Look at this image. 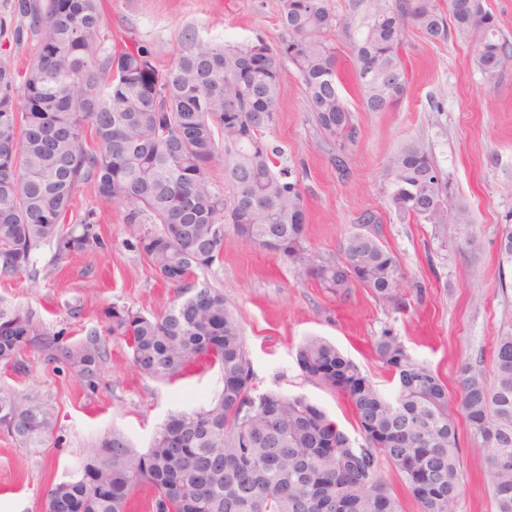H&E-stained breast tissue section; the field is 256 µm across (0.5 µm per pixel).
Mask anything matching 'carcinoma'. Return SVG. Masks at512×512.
<instances>
[{
  "mask_svg": "<svg viewBox=\"0 0 512 512\" xmlns=\"http://www.w3.org/2000/svg\"><path fill=\"white\" fill-rule=\"evenodd\" d=\"M102 0H14L38 51L24 71L0 62V277L34 269L37 251L55 243L62 260L103 247L95 214L66 224L77 190L93 186L126 206L136 229L127 246L175 290L171 306L143 314L104 311L108 331L126 339L139 373L163 379L200 364L218 368L222 388L205 405L168 414L148 448L122 431L102 436L68 479L48 487L42 512H130L136 492L152 490L148 512H404L379 474L384 458L420 512H454L462 473L455 412L490 450L497 512H512V331L498 337L492 382L467 368L457 406L428 367L412 361L397 337L374 344L397 379L384 396L351 358L321 337L296 351L306 377L347 399L361 441L352 440L315 402L257 391L238 316L217 288L194 279L221 256L224 236L275 252L330 292L359 283L400 309L398 260L368 226L348 235L330 260L305 246L298 217L304 199L282 150L266 138L281 93V58L295 67L321 140L345 154L358 129L338 85L336 55L323 33L336 23L328 0H280L277 47L257 57L251 44L185 36L174 59L155 63L151 46H104ZM360 17L354 64L364 107L382 112L406 91L404 33L430 40L449 31L464 39L479 69L494 79L512 61L488 9L453 0H356ZM453 29H448V26ZM224 170V187L213 170ZM391 208L401 220L453 224L470 237L468 209L417 141L387 163ZM502 261L512 264V227L502 229ZM75 372L95 392L108 359L97 330L71 342L30 309L0 304V363L26 371L25 355ZM54 408L37 389L0 386V428L21 448L56 440Z\"/></svg>",
  "mask_w": 512,
  "mask_h": 512,
  "instance_id": "obj_1",
  "label": "carcinoma"
}]
</instances>
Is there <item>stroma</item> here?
<instances>
[{"label": "stroma", "mask_w": 512, "mask_h": 512, "mask_svg": "<svg viewBox=\"0 0 512 512\" xmlns=\"http://www.w3.org/2000/svg\"><path fill=\"white\" fill-rule=\"evenodd\" d=\"M336 25L326 40L336 53L339 88L355 116L358 136L346 171L335 152L320 143L303 88L291 64L283 66V88L275 121L267 133L281 145L297 179L306 209V246L327 257L339 254L356 231V219L374 212L381 241L397 257L405 276L407 304L401 310L379 304L370 289L355 285L342 297L278 255L224 238L215 264L198 271V282L221 289L241 319L258 391L303 395L321 406L338 426L352 430L346 398L307 379L295 353L309 336H320L352 358L384 395L396 380L376 358L372 344L382 334L398 337L411 360L428 366L458 393L462 366L490 373L498 336L512 329V267L499 264V237L512 225V63L496 80L478 68L465 42L427 40L407 28L403 58L408 73L403 98L382 112L364 108L352 56L359 23L352 0H329ZM14 0H0V61L23 69L38 38L13 11ZM280 0H103L108 45L134 39L149 44L158 65H167L185 35L200 40L243 43L280 40ZM421 139L455 193L469 207L473 237L456 238L452 225L399 220L389 204V158L411 139ZM97 213L102 249L55 261L54 245L36 255L38 278L22 272L0 279V303L29 308L53 329H66L70 341L87 330H104V312L118 305L144 313L169 307L171 288L148 262L127 248L123 205L101 200L93 187H81L69 223L86 211ZM423 300H415L414 285ZM110 353L96 392L75 373L28 353L26 373L0 367V385L36 388L57 415V440L42 448H21L0 430V512H42L44 491L73 474L79 460L112 429L124 431L146 450L166 416L202 406L219 391L218 369L198 367L173 380L142 377L126 342L106 337ZM463 474L455 512H495L486 471L487 451L459 423Z\"/></svg>", "instance_id": "stroma-1"}]
</instances>
